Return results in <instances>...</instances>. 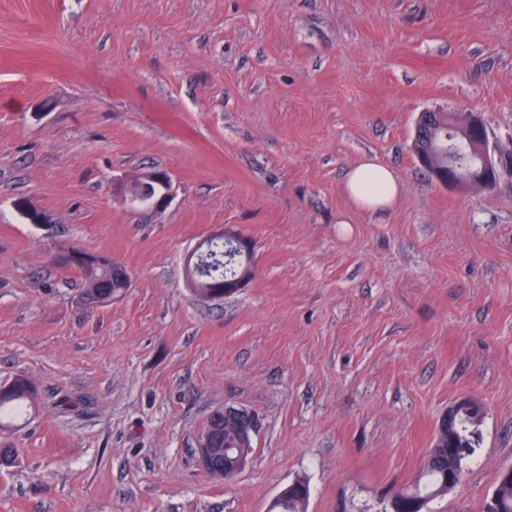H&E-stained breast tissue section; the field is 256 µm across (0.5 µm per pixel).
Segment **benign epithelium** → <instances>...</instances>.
<instances>
[{"label": "benign epithelium", "instance_id": "7a95c632", "mask_svg": "<svg viewBox=\"0 0 512 512\" xmlns=\"http://www.w3.org/2000/svg\"><path fill=\"white\" fill-rule=\"evenodd\" d=\"M439 117L438 113L419 116L413 148L420 165L429 170L436 181L451 188L477 186L493 189L503 177L512 178V153L501 152L491 143L487 126L479 113L450 112L448 122L440 125V130H448V136L427 138L424 134L427 123L435 124ZM141 180L162 184L163 194L151 203L141 204L132 200L128 184L123 183L119 191L128 205L147 213L164 210L173 199L169 174L162 170H150L142 173ZM223 414L224 420L238 424L245 432L256 428L253 415L246 410L226 406ZM213 439L211 431L201 436L198 445L199 466L212 477L231 480L242 471L245 461L240 457L219 460L212 448Z\"/></svg>", "mask_w": 512, "mask_h": 512}]
</instances>
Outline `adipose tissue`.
<instances>
[{
  "label": "adipose tissue",
  "mask_w": 512,
  "mask_h": 512,
  "mask_svg": "<svg viewBox=\"0 0 512 512\" xmlns=\"http://www.w3.org/2000/svg\"><path fill=\"white\" fill-rule=\"evenodd\" d=\"M343 191L357 209L384 212L395 206L401 184L390 167L367 156L348 169Z\"/></svg>",
  "instance_id": "ef3b65f1"
}]
</instances>
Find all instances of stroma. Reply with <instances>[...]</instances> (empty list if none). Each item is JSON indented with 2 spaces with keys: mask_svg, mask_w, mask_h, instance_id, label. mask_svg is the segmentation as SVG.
Returning <instances> with one entry per match:
<instances>
[{
  "mask_svg": "<svg viewBox=\"0 0 512 512\" xmlns=\"http://www.w3.org/2000/svg\"><path fill=\"white\" fill-rule=\"evenodd\" d=\"M461 109L512 150V0H0V384L39 386L0 512H268L299 479L307 512H388L468 397L481 445L428 509L480 512L512 466V180L454 190L410 149ZM367 155L388 212L343 193ZM152 168L145 216L113 185ZM220 229L254 276L209 301L184 258ZM64 246L127 293L83 306ZM224 406L260 422L230 481L195 456ZM343 191L357 209L384 212L395 206L401 183L390 167L366 156L346 172ZM141 180L151 183H148L144 187L140 186V183L136 184L134 190L138 196L144 199L157 197L160 193V188L152 183L162 184L164 188L163 194L157 200L151 203L141 204L132 201V196L129 194L128 190V182L123 183L120 185L119 191L125 198V201L128 203V205L133 209L141 210L147 213H157L164 210L173 199L172 181L169 174L162 170H150L142 173Z\"/></svg>",
  "mask_w": 512,
  "mask_h": 512,
  "instance_id": "1",
  "label": "stroma"
}]
</instances>
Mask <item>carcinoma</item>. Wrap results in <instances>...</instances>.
<instances>
[{
    "mask_svg": "<svg viewBox=\"0 0 512 512\" xmlns=\"http://www.w3.org/2000/svg\"><path fill=\"white\" fill-rule=\"evenodd\" d=\"M205 266L203 278L194 284L196 293L203 297L215 286L227 281L242 279L249 281L253 276L252 257H242L233 252L230 244L216 240L209 245L208 253L202 258ZM83 276L81 302H94L105 306L123 297L131 286L127 270L104 257L97 265L78 266ZM36 383L26 374L15 375L9 382L0 385V430L8 427L5 418L33 406L38 400ZM484 418H464L457 432L448 436V427L437 424L431 446L423 465L420 479L413 485H400L392 489V500L400 512H425L428 504L448 495V459H453L456 469L465 470L467 463L479 445L481 426ZM253 439L243 442L231 430H224L219 447L231 457L237 454L248 456L252 453ZM309 487L297 480L285 488L269 512H307ZM481 512H512V479L498 476L494 488L487 494Z\"/></svg>",
    "mask_w": 512,
    "mask_h": 512,
    "instance_id": "cac0c4a2",
    "label": "carcinoma"
}]
</instances>
